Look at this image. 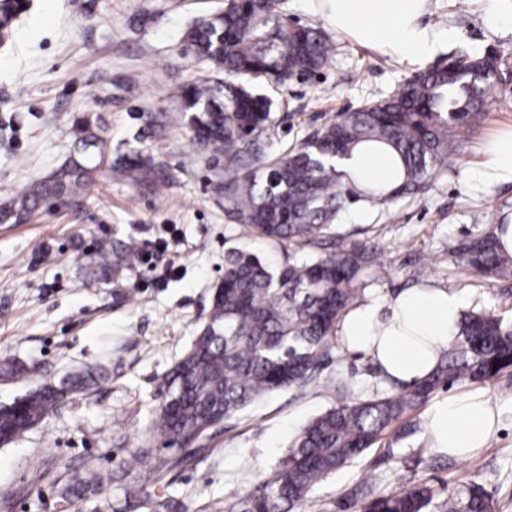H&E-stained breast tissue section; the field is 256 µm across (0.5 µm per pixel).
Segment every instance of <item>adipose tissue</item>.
<instances>
[{
	"label": "adipose tissue",
	"mask_w": 512,
	"mask_h": 512,
	"mask_svg": "<svg viewBox=\"0 0 512 512\" xmlns=\"http://www.w3.org/2000/svg\"><path fill=\"white\" fill-rule=\"evenodd\" d=\"M428 0H321V10L337 32L384 50L401 60L425 63L443 42L458 38L455 28L433 31L423 25ZM359 185L389 188L397 171L389 153L357 149L346 165ZM472 180L512 183V132L485 147ZM469 304L461 290L420 285L356 303L340 319L342 347L369 358L387 385L409 387L428 378L456 336ZM498 412L486 392L469 391L432 402L425 425L436 452L460 459L486 447L497 432Z\"/></svg>",
	"instance_id": "adipose-tissue-1"
}]
</instances>
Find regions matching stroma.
<instances>
[{"label": "stroma", "mask_w": 512, "mask_h": 512, "mask_svg": "<svg viewBox=\"0 0 512 512\" xmlns=\"http://www.w3.org/2000/svg\"><path fill=\"white\" fill-rule=\"evenodd\" d=\"M0 44V118L26 114L12 140L0 138V204L56 170L73 152L74 115L101 117L113 154L124 153L132 116L164 112L165 132L148 148L172 173L153 186L101 170L78 203L40 210L29 223H0V406L41 385L61 386L92 371L81 391L14 443L0 446V489H10L0 512H147L125 492L146 477L133 453L160 442L152 421L161 383L207 319L224 256L240 249L280 267L318 254V247L253 237L227 210L224 158L200 149L177 118L180 87L211 68L182 52L187 32L220 11L224 0H23ZM318 0H283V11L321 30L332 47L327 64L307 79L278 83L252 76L248 87L271 101L272 122L258 141L268 157L298 145L341 113L390 98L422 68L339 34L317 10ZM426 24L455 27L470 53L497 51L512 66V25L490 26L483 0H429ZM60 115L58 125L39 113ZM512 130V93L489 99L485 114L427 189L386 210L363 207L341 215L345 241L378 247L381 257L366 290L386 294L423 284L466 288L471 310L512 315V276L479 278L451 254L469 232L488 229L512 209V183L480 192L466 179L484 142ZM134 240L153 250L152 265L133 260L118 275L91 274L98 241ZM359 393L383 382L369 359L336 349L319 383L273 392L208 432L188 466L172 471L159 494L188 512H224L248 496L274 468L292 438L334 406L337 378ZM487 392L500 426L486 448L461 460L435 453L424 411L412 431L390 446L368 450L313 492L300 512H354L355 490L379 495L425 481L435 490L475 480L492 494L496 512H512V372L452 389ZM108 480L110 500L60 491L88 470Z\"/></svg>", "instance_id": "stroma-1"}]
</instances>
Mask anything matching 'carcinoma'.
<instances>
[{"label": "carcinoma", "instance_id": "1", "mask_svg": "<svg viewBox=\"0 0 512 512\" xmlns=\"http://www.w3.org/2000/svg\"><path fill=\"white\" fill-rule=\"evenodd\" d=\"M281 0H231L224 11L197 23L186 35V51L224 78H202L182 88L180 111L199 146L224 155V199L250 233L261 239L313 245L334 235L341 212L367 204L385 208L424 191L437 167L457 151L463 134L481 118L486 99L512 90L501 61L480 74L456 63L438 64L408 81L395 96L369 102L314 132L299 146L265 160L252 151L267 129V100L245 84L267 75L285 82L297 72L316 73L330 58L321 31L297 25L282 14ZM132 133L144 142L165 127L168 116H137ZM75 156L57 172L34 182L0 207V221L18 224L36 211L79 197L92 174L109 169L137 172L154 186L171 175L142 150L112 156L98 117L89 113L72 126ZM364 142L383 143L402 163V179L391 189L365 190L336 166ZM135 245L98 242L90 263L106 275L129 263ZM474 275L512 272V254L502 251L493 231L469 234L457 248ZM374 245L336 244L325 255L272 269L257 255L232 250L216 285L208 320L191 347L162 382L154 431L165 453L155 455L148 480L132 494L151 512H183L158 485L192 457L190 447L216 426L275 391L301 388L334 361L337 324L360 298L367 271L379 260ZM512 369V321L493 310L462 317L451 347L434 373L399 395L366 398L342 390L336 405L312 418L242 501L243 512H296L315 488L349 462L377 447L387 435L412 426L413 416L440 388L481 382ZM91 373L66 386H41L0 407V443L7 445L59 404L67 391L85 387ZM90 476L63 489L68 499L100 487ZM360 512H494L484 486L470 481L441 496L426 483L392 489L362 502Z\"/></svg>", "mask_w": 512, "mask_h": 512}]
</instances>
